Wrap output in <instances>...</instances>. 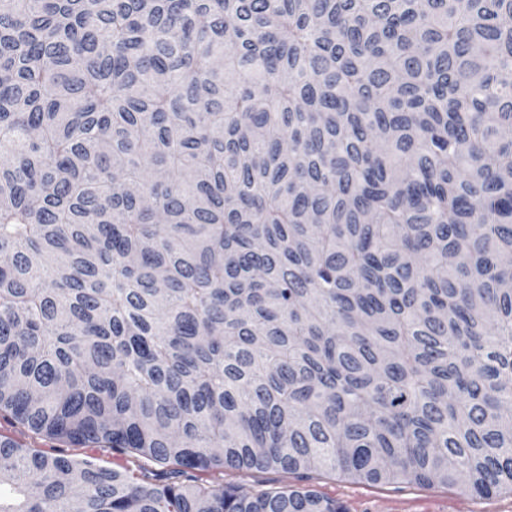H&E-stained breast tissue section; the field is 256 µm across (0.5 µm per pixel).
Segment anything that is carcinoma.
Instances as JSON below:
<instances>
[{
	"label": "carcinoma",
	"instance_id": "cac0c4a2",
	"mask_svg": "<svg viewBox=\"0 0 512 512\" xmlns=\"http://www.w3.org/2000/svg\"><path fill=\"white\" fill-rule=\"evenodd\" d=\"M0 512L512 494V0H0ZM0 436L20 440L29 445L32 449L48 453H55L56 450L61 449L66 454L78 457L83 455H94L99 459V462L103 467L110 469L135 467V463H133L134 459L113 454L110 450L104 448H84L75 445L64 448L59 447V444L56 442H53L44 437L35 436L32 433L20 428L19 426L12 425L3 419V417H0ZM224 483L247 491L278 486H310L317 493L336 500L345 512H512V494L479 497L447 487L423 488L417 485H390L354 482L339 475H314L300 481L293 475L268 470L254 475L228 472Z\"/></svg>",
	"mask_w": 512,
	"mask_h": 512
}]
</instances>
